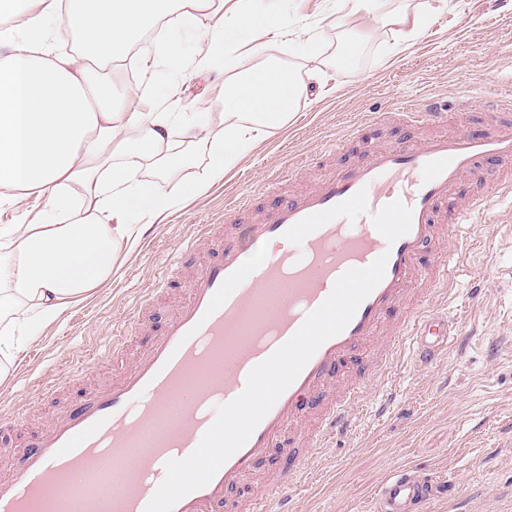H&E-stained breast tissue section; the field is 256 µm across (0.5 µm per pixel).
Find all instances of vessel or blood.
<instances>
[{
	"label": "vessel or blood",
	"mask_w": 512,
	"mask_h": 512,
	"mask_svg": "<svg viewBox=\"0 0 512 512\" xmlns=\"http://www.w3.org/2000/svg\"><path fill=\"white\" fill-rule=\"evenodd\" d=\"M461 128L445 132V107L425 98L376 113L394 125L312 186L288 192L297 165L274 169L263 191L233 195L224 221L199 225L160 278L186 276L184 297L164 327L112 382L84 389L44 431L24 434L0 471V512H145L171 459L189 456L236 398L249 372L288 341L348 269L387 256L385 275L345 329L325 341L212 480L173 512H293L292 490L310 473V451L352 425L372 385L402 355L433 367L455 341L447 309L458 250L489 198L512 197V91L483 103L461 99ZM254 217L256 238L281 250L245 263L234 223ZM210 256L199 262L200 244ZM148 298L112 338L113 353L144 326ZM275 477L249 503L232 498L263 462ZM448 487L420 467L391 470L374 512H431Z\"/></svg>",
	"instance_id": "obj_1"
}]
</instances>
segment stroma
<instances>
[{
	"instance_id": "1",
	"label": "stroma",
	"mask_w": 512,
	"mask_h": 512,
	"mask_svg": "<svg viewBox=\"0 0 512 512\" xmlns=\"http://www.w3.org/2000/svg\"><path fill=\"white\" fill-rule=\"evenodd\" d=\"M339 6V0L327 6L282 0L292 44L264 37L260 52L237 51L232 71L216 63L184 82L171 111L223 93L225 83L267 62L291 73L302 93L288 125L273 130L221 181L206 183L207 156L197 142L178 137L165 145L166 153L189 158L187 175L204 189L164 223L151 225L106 284L39 328L0 383V410L39 428L74 404L82 389L110 382L116 372L104 357L114 329L197 225L217 222L228 195L261 188L270 171L294 155L306 168L288 189L311 186L330 172L316 166L318 155L369 114L423 95L451 104L476 91L490 94L512 75V0H448L447 10L429 14L406 41L387 28L363 32L355 21L337 26ZM354 38V65L339 64L343 44ZM470 232L485 248L464 251L459 266L455 347L426 370L398 362L386 387L392 396L387 414L365 407L351 432L315 449L312 476L294 493L296 512H371L377 485L406 465L455 483V494L437 502L434 512H512V200L492 199ZM78 366L83 381L37 402L42 388L64 384Z\"/></svg>"
}]
</instances>
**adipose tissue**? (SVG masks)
<instances>
[{
	"mask_svg": "<svg viewBox=\"0 0 512 512\" xmlns=\"http://www.w3.org/2000/svg\"><path fill=\"white\" fill-rule=\"evenodd\" d=\"M260 0H0V201L21 205L29 197L45 208L32 224L0 226V382L14 368L12 353L35 338L37 325L106 282L120 256L144 232L140 219L164 221L187 192L201 190L161 151L174 134L200 133L208 178L225 173L291 118L299 86L288 72L267 67L225 89L208 106L218 123H199L189 112H145L140 101L154 86L143 80L115 94L111 81L93 76L139 48L143 72L175 55L176 29L209 24L190 69L216 61L232 66L237 40L256 24L277 32L280 11ZM377 0H344L349 16L366 30L382 27L401 36L425 20L418 12L379 13ZM150 47L141 41L151 29ZM158 181L140 177L143 169Z\"/></svg>",
	"mask_w": 512,
	"mask_h": 512,
	"instance_id": "ef3b65f1",
	"label": "adipose tissue"
}]
</instances>
